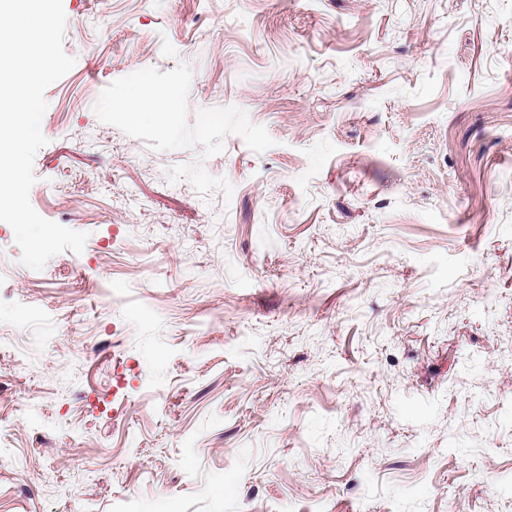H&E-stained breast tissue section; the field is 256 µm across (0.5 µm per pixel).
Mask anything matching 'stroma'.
I'll use <instances>...</instances> for the list:
<instances>
[{
  "instance_id": "35a3bbf8",
  "label": "stroma",
  "mask_w": 512,
  "mask_h": 512,
  "mask_svg": "<svg viewBox=\"0 0 512 512\" xmlns=\"http://www.w3.org/2000/svg\"><path fill=\"white\" fill-rule=\"evenodd\" d=\"M63 7L0 512H512V0ZM170 95L152 96L144 95L138 98L140 112L150 113L161 125L166 126L173 120L170 107Z\"/></svg>"
}]
</instances>
